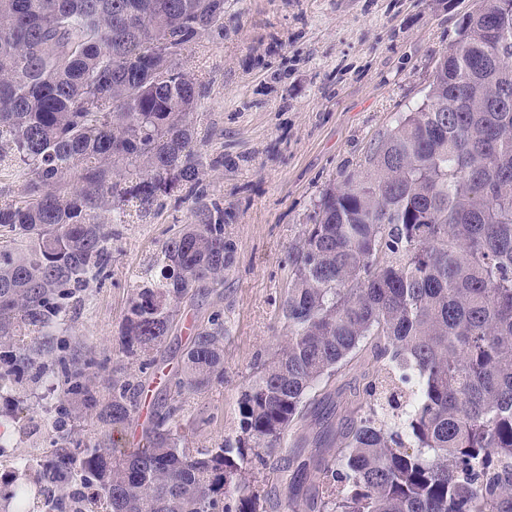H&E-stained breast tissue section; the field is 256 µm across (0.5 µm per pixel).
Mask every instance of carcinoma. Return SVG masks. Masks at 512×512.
<instances>
[{"label": "carcinoma", "mask_w": 512, "mask_h": 512, "mask_svg": "<svg viewBox=\"0 0 512 512\" xmlns=\"http://www.w3.org/2000/svg\"><path fill=\"white\" fill-rule=\"evenodd\" d=\"M224 34V0H0V392L50 368L61 321L107 267L112 224L135 202L198 196L189 45ZM372 172L326 190L290 254L281 304L288 333L237 400L239 428L217 448H181L183 404L153 412L140 448L116 453L112 430L142 387L94 361L55 360L60 394L108 427L93 448L56 428L18 463L42 512H512V0H475L435 67L425 101L378 142ZM135 178H122L124 172ZM164 245L137 288L122 351L145 369L177 308L224 278L235 244L223 213ZM353 417L314 447L283 448L329 381L358 354ZM224 380V324L193 337L175 392Z\"/></svg>", "instance_id": "1"}]
</instances>
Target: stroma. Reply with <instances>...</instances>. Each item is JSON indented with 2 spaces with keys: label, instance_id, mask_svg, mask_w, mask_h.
<instances>
[{
  "label": "stroma",
  "instance_id": "35a3bbf8",
  "mask_svg": "<svg viewBox=\"0 0 512 512\" xmlns=\"http://www.w3.org/2000/svg\"><path fill=\"white\" fill-rule=\"evenodd\" d=\"M474 0H224V33L195 41L182 59L196 79L195 143L201 203L219 205L236 246L222 281L184 301L176 324L140 369L122 352L133 291L146 284L165 243L194 222L198 202L166 201L112 227V260L90 275L57 336L79 342L98 369V387L121 364L141 375L146 406L172 403L175 371L197 332L224 323V381L187 397L182 446L215 448L238 429L236 402L257 355L285 332L281 303L288 254L313 223L322 193L347 175L367 174L378 140L422 104L439 59L451 48ZM57 378L18 384L0 396L11 420L0 428V475L48 447L64 420L93 446L102 429L77 413Z\"/></svg>",
  "mask_w": 512,
  "mask_h": 512
}]
</instances>
